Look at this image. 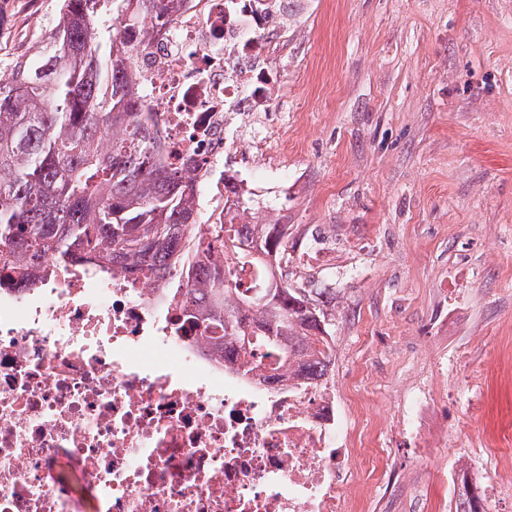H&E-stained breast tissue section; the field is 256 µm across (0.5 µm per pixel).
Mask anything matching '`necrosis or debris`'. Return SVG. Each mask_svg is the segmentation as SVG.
Here are the masks:
<instances>
[{
	"label": "necrosis or debris",
	"instance_id": "necrosis-or-debris-1",
	"mask_svg": "<svg viewBox=\"0 0 512 512\" xmlns=\"http://www.w3.org/2000/svg\"><path fill=\"white\" fill-rule=\"evenodd\" d=\"M178 3L125 36L153 38L138 82L162 144L198 165L208 240L243 215L225 129L260 123L246 22L276 0ZM179 306L152 279L50 257L32 286L0 284V512H357L344 489L366 476L335 381L270 386Z\"/></svg>",
	"mask_w": 512,
	"mask_h": 512
}]
</instances>
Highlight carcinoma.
Instances as JSON below:
<instances>
[{"instance_id": "1", "label": "carcinoma", "mask_w": 512, "mask_h": 512, "mask_svg": "<svg viewBox=\"0 0 512 512\" xmlns=\"http://www.w3.org/2000/svg\"><path fill=\"white\" fill-rule=\"evenodd\" d=\"M171 0H59L48 39L0 82V281L29 285L47 256L120 266L203 302L232 349L257 347L303 378L329 375L333 333L311 290L284 279L288 225L221 224L215 243L194 236L198 188L185 163L164 154L158 113L134 80L147 46L124 33L150 15L170 22ZM114 13L103 34L96 19ZM108 241L106 254L101 244ZM456 512H487L477 484L461 479Z\"/></svg>"}]
</instances>
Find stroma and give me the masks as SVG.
Segmentation results:
<instances>
[{
    "instance_id": "35a3bbf8",
    "label": "stroma",
    "mask_w": 512,
    "mask_h": 512,
    "mask_svg": "<svg viewBox=\"0 0 512 512\" xmlns=\"http://www.w3.org/2000/svg\"><path fill=\"white\" fill-rule=\"evenodd\" d=\"M58 8L0 0V62L36 54ZM287 11L269 25L260 111L288 146L270 149L255 219L287 225L290 284L333 296L337 387L366 382L344 423L387 457L361 512H454L470 470L512 512V360L494 353L512 339V0H288ZM420 392L416 443L401 423Z\"/></svg>"
}]
</instances>
